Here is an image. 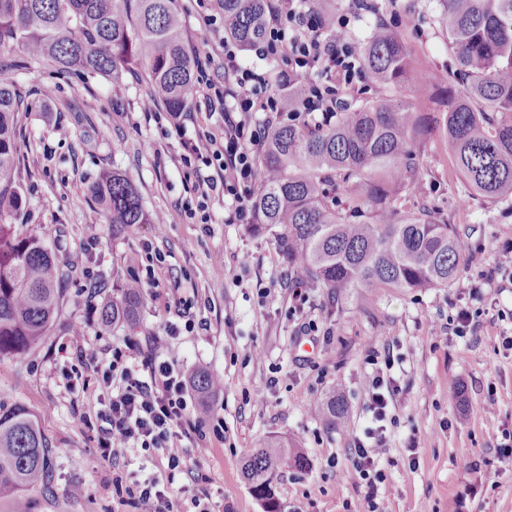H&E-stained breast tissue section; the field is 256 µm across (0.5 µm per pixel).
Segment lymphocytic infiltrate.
Here are the masks:
<instances>
[{
	"instance_id": "f902f5d3",
	"label": "lymphocytic infiltrate",
	"mask_w": 512,
	"mask_h": 512,
	"mask_svg": "<svg viewBox=\"0 0 512 512\" xmlns=\"http://www.w3.org/2000/svg\"><path fill=\"white\" fill-rule=\"evenodd\" d=\"M357 13L328 17L312 0H268L264 34L254 44L256 56L283 63L292 75L317 69L326 82L304 83L295 106H287L281 92H267L262 74L245 67L236 45L221 42L224 77L215 79L205 68L197 70V89L211 114L221 122L201 139L186 142L180 157L184 178L191 180L194 201L159 214V224L211 222L210 205L224 199L231 207L228 221L249 224L261 178L258 150L268 130L285 119L319 116L331 121L344 96L354 90L362 72L361 47L347 35ZM263 113L262 125L252 123ZM210 175H202V168ZM168 345L156 335L130 336L112 348L106 359L93 360L96 386L83 387V410L76 417L79 429L97 428L101 458L119 463L143 450L165 461V469L193 473L204 457V446H184L196 430L188 414V383L184 373L167 356ZM383 377H375L368 389V410L373 422L366 442L349 449L347 459L364 484L370 512H386L378 497L385 474L375 466L374 447L386 437L389 400ZM124 489L137 512H174L173 501L161 475L151 473L132 485L122 477L112 480Z\"/></svg>"
}]
</instances>
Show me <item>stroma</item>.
Returning <instances> with one entry per match:
<instances>
[{"instance_id": "stroma-1", "label": "stroma", "mask_w": 512, "mask_h": 512, "mask_svg": "<svg viewBox=\"0 0 512 512\" xmlns=\"http://www.w3.org/2000/svg\"><path fill=\"white\" fill-rule=\"evenodd\" d=\"M372 9L350 29L365 40L383 21L406 43L412 79L400 92L420 112L445 105L425 77L451 59L442 0H367ZM214 0H177L191 57L210 56L222 35L205 18ZM33 104L22 116L18 179L24 205L15 222L71 266L63 285L55 329L20 357L0 359V401L30 410L52 443L53 483L34 498L33 512H136L112 490V477L148 469L147 452L115 466L97 452L96 435L80 430L79 386L92 374L81 352L105 353L129 336L164 334L171 321L162 302L145 299L134 324H104L98 309L106 294L120 296L134 274L151 273L166 291L192 300L194 332L169 338V356L185 374L205 368L224 378L213 413L221 436L207 435L208 453L198 481L176 474L172 495L187 512L193 494H207L212 512H263L241 475V462L271 437L287 438L307 458L305 471L278 478L281 512H368L366 489L353 474L347 450L370 424L367 387L384 376L392 387L386 442L374 457L386 479L379 497L388 512H512V470L497 457L512 451V278L486 283L493 265L491 243H512V199L491 202L473 194L455 172L443 137L432 135L420 160L412 206H428L455 224L463 269L445 288H377L364 299L339 303L326 289L308 285L303 311L284 282L286 273L275 231L253 232L228 223L223 200L211 204L209 233L195 224L157 228L137 224L122 234L91 203L87 187L115 170L137 188L143 206L156 215L193 196L179 166L185 141L214 127L202 93H194L174 132L164 105L147 112L149 95L139 75L120 79L63 77L47 70L17 75ZM96 247H89V239ZM223 252V266L210 260ZM248 264H240L242 253ZM485 291L473 300V289ZM105 294V295H106ZM479 310L475 335L460 338L448 325L460 308ZM315 321L307 336L302 323ZM84 326L76 340L73 330ZM389 352L390 369L369 362L371 351ZM276 386H269L270 378ZM343 399L341 426L313 413L330 396ZM494 413H486L487 403ZM85 487L83 496L72 486Z\"/></svg>"}]
</instances>
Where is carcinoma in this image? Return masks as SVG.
Here are the masks:
<instances>
[{
    "mask_svg": "<svg viewBox=\"0 0 512 512\" xmlns=\"http://www.w3.org/2000/svg\"><path fill=\"white\" fill-rule=\"evenodd\" d=\"M453 63L430 83L447 110L417 112L390 93L412 62L403 39L376 26L362 45L368 83L378 96L345 101L321 126L271 128L259 157L255 225L280 229L288 266L341 301L360 288H446L461 274L455 225L429 207L405 209L427 135L443 133L469 188L488 200L512 197V0H443ZM231 25L224 35L247 48L263 35L266 0H218ZM0 214L17 211V126L30 110L12 75L44 68L114 79L145 70L150 93L170 112L185 111L195 91L176 0H0ZM89 197L119 234L154 224L130 180L116 172L88 186ZM68 268L35 235L0 218V358L20 356L51 335ZM144 301L126 285L100 308L105 323L130 322ZM220 382L200 369L192 387L208 404ZM320 416L336 425L343 407L331 397ZM53 448L34 415L0 401V501L31 512V497L48 488ZM308 462L282 439L248 455L243 477L264 512H279L275 480L282 468Z\"/></svg>",
    "mask_w": 512,
    "mask_h": 512,
    "instance_id": "obj_1",
    "label": "carcinoma"
}]
</instances>
